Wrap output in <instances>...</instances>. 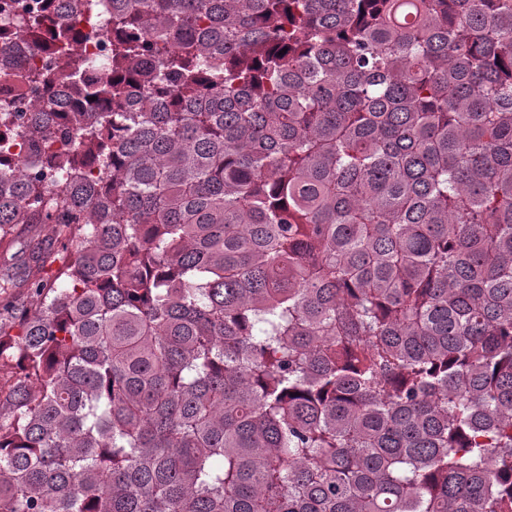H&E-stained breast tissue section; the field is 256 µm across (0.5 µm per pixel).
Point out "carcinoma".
Here are the masks:
<instances>
[{"label":"carcinoma","instance_id":"obj_1","mask_svg":"<svg viewBox=\"0 0 512 512\" xmlns=\"http://www.w3.org/2000/svg\"><path fill=\"white\" fill-rule=\"evenodd\" d=\"M112 35L0 112V512H512V0Z\"/></svg>","mask_w":512,"mask_h":512}]
</instances>
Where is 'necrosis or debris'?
<instances>
[{
  "label": "necrosis or debris",
  "instance_id": "4bbe7bcc",
  "mask_svg": "<svg viewBox=\"0 0 512 512\" xmlns=\"http://www.w3.org/2000/svg\"><path fill=\"white\" fill-rule=\"evenodd\" d=\"M56 16L66 18L73 30L82 33L75 52L105 60L112 44L108 0H0V26L35 29L37 39L36 47L30 49L14 44L0 47V55L22 57L15 66L0 65V108L33 104L31 75L45 69L54 49L52 19Z\"/></svg>",
  "mask_w": 512,
  "mask_h": 512
}]
</instances>
